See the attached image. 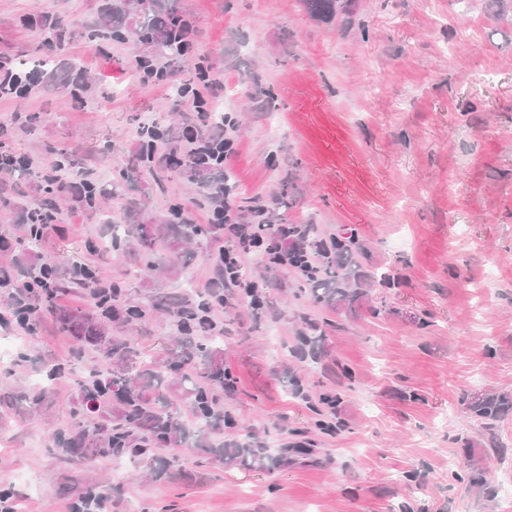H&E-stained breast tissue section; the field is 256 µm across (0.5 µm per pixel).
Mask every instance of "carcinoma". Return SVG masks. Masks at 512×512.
<instances>
[{
	"label": "carcinoma",
	"mask_w": 512,
	"mask_h": 512,
	"mask_svg": "<svg viewBox=\"0 0 512 512\" xmlns=\"http://www.w3.org/2000/svg\"><path fill=\"white\" fill-rule=\"evenodd\" d=\"M301 3L309 16L315 18L342 17L350 23L357 13V0H301ZM173 18V13L162 8L161 0H106L100 8L102 25L90 29L88 39L140 42L170 64L182 57L178 45L180 33L172 24ZM183 172L208 188L216 187L210 172L191 161L184 165ZM176 219V224L163 225L164 235L170 237V245L176 248L205 234L217 235L224 229L222 224L204 229L182 210L176 212ZM158 232L151 224L138 225L136 242L145 255L153 253ZM352 264L351 246H338L333 261L321 271L322 280H312L309 292L314 300L329 305L355 303L360 289L351 287L347 268ZM72 290L95 299L98 312H80L55 305L57 294ZM46 299L59 329L71 340L72 360H81L90 350L97 353L96 365L82 382L81 399L72 411L73 416L80 418L78 429L59 442L62 455L83 459L123 458L137 466H146L156 480L178 475L176 467L185 448L226 468L272 472L289 463V449L282 448L273 455L249 436L229 444L211 439L212 434L225 427L218 393L230 387L224 373L223 349L219 347L223 337L200 325L181 333L166 349V361L176 371V376L168 380L160 370L137 368L131 357L130 340L106 334L107 322L119 319L134 326L148 314L141 307L125 306L121 289H112L111 298L102 299L99 289L70 274L57 280L55 287L46 293ZM165 301L179 324L188 314L216 303L233 309L239 296L218 288L203 296L175 292L165 296ZM180 400L188 402L192 410L195 418L192 430L178 416ZM507 405V396L486 394L473 397L470 409L491 429Z\"/></svg>",
	"instance_id": "obj_1"
}]
</instances>
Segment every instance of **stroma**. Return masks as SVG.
Listing matches in <instances>:
<instances>
[{"label": "stroma", "instance_id": "obj_1", "mask_svg": "<svg viewBox=\"0 0 512 512\" xmlns=\"http://www.w3.org/2000/svg\"><path fill=\"white\" fill-rule=\"evenodd\" d=\"M194 25L195 55L222 86L202 89L237 121L238 154L226 171L238 223L263 205L275 224H310L323 235H354L361 271L388 273V286L364 284L353 305L314 303L300 276L250 258L249 279L265 285L261 311L243 305L224 317V367L234 392L220 402L236 420L223 439L255 436L268 448L301 433L314 460L294 459L271 473L227 468L185 452L184 477L171 484L142 477L129 462L62 460L58 432L74 428L88 362L41 404L44 365L66 362L70 346L49 313L33 336L0 358V488L25 512H68L86 486L104 496L120 487L108 512H512V409L486 430L473 395L512 398V13L497 0H359L357 19L318 20L300 0H165ZM102 0H0V57L51 58L52 71L24 98L0 99V119L29 116L0 132L6 148L33 164L14 205L0 203V265L54 262L96 267L146 304L161 292L203 290L220 238L188 253L159 247L156 270L128 277L140 252L117 258L98 250L109 223L166 224L172 207L195 223L213 221L203 189L168 164L145 170L138 130L155 123L169 141L199 124L179 88L193 68L164 84L131 73L147 47L88 42L84 28ZM71 32L49 43L43 18ZM84 69L79 90L64 91L71 63ZM276 107L265 110L266 93ZM108 157H101L104 145ZM96 167L97 204L78 210L69 188L48 189L54 159ZM49 203L59 229L28 247L19 215ZM310 321L327 322L317 361L297 355ZM143 357L162 355L176 329L153 312L133 330L113 321ZM337 396L343 428L323 433L317 412L286 389ZM481 483H474L475 474Z\"/></svg>", "mask_w": 512, "mask_h": 512}]
</instances>
